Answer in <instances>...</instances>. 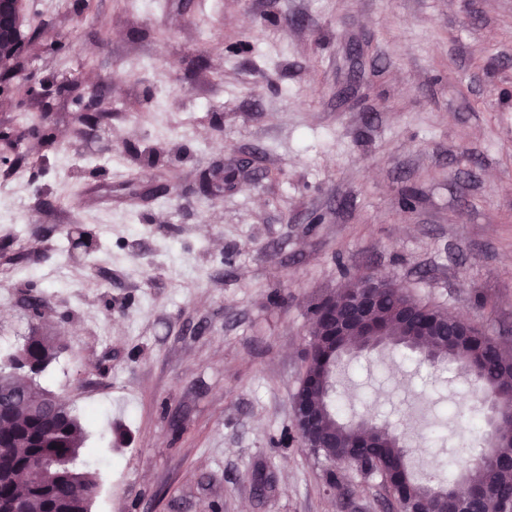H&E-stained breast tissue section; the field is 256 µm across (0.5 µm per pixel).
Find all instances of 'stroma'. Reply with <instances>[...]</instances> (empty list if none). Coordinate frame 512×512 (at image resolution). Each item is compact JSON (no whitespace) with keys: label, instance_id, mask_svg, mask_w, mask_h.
I'll return each mask as SVG.
<instances>
[{"label":"stroma","instance_id":"obj_1","mask_svg":"<svg viewBox=\"0 0 512 512\" xmlns=\"http://www.w3.org/2000/svg\"><path fill=\"white\" fill-rule=\"evenodd\" d=\"M23 29L0 360L57 337L36 382L84 422L91 512H392L296 437L311 307L372 273L512 344V0H24ZM337 384L417 477L483 448L455 366L384 348Z\"/></svg>","mask_w":512,"mask_h":512}]
</instances>
